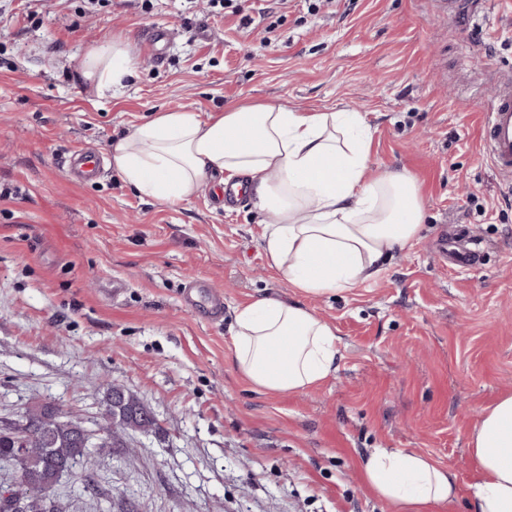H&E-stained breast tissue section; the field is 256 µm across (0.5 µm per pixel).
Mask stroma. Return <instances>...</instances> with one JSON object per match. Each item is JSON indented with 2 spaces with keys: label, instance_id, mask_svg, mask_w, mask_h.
<instances>
[{
  "label": "stroma",
  "instance_id": "stroma-1",
  "mask_svg": "<svg viewBox=\"0 0 512 512\" xmlns=\"http://www.w3.org/2000/svg\"><path fill=\"white\" fill-rule=\"evenodd\" d=\"M464 2L476 16L452 27L438 0H266L246 28L208 0H0V413L45 400L91 422L112 382L158 423L99 457L100 494L63 478L69 512H393L361 481L377 448L452 468L447 512H469V433L512 392V181L479 137L512 71V0ZM161 26L159 61L144 36ZM115 37L135 69L100 91L82 63ZM263 101L364 114L370 177L416 179L423 231L375 281L301 299L249 196L169 205L108 164L68 174L155 113ZM460 232L484 247L469 271L439 257ZM263 294L335 327L336 373L286 395L238 374L235 311Z\"/></svg>",
  "mask_w": 512,
  "mask_h": 512
}]
</instances>
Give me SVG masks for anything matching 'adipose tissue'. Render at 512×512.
<instances>
[{
	"mask_svg": "<svg viewBox=\"0 0 512 512\" xmlns=\"http://www.w3.org/2000/svg\"><path fill=\"white\" fill-rule=\"evenodd\" d=\"M134 63L115 39L82 68L99 87L120 86ZM362 113L299 110L276 103L230 105L208 116L161 112L111 144V164L143 196L185 203L210 177L241 181L262 227L267 265L302 297L330 295L379 277L423 228L415 179L389 170L369 179ZM300 301L260 295L238 308L233 364L267 393L305 391L336 372L335 328ZM477 465L470 512H512V394L484 409L470 434ZM365 485L397 512L448 508L456 473L417 452L378 448L360 460Z\"/></svg>",
	"mask_w": 512,
	"mask_h": 512,
	"instance_id": "obj_1",
	"label": "adipose tissue"
}]
</instances>
